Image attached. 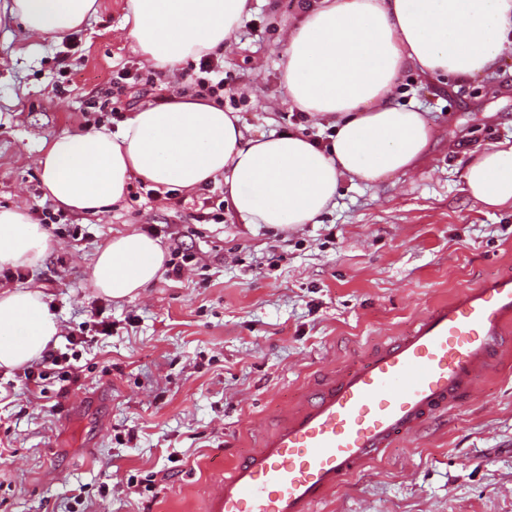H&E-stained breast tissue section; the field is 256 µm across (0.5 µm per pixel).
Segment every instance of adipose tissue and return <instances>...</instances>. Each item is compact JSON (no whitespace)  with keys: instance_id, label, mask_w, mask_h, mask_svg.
<instances>
[{"instance_id":"1","label":"adipose tissue","mask_w":512,"mask_h":512,"mask_svg":"<svg viewBox=\"0 0 512 512\" xmlns=\"http://www.w3.org/2000/svg\"><path fill=\"white\" fill-rule=\"evenodd\" d=\"M97 11V0H12L11 12L36 36H63ZM251 11L250 0H126L123 26L143 60L175 72L220 54ZM512 54V0H314L285 35L280 70L298 111L333 129L328 145L300 134L245 139L238 116L178 92L133 112L115 134L54 138L39 156L46 198L95 215L120 203L132 177L165 192L220 180L243 223L282 231L314 223L342 180L374 184L407 173L433 128L393 91L408 69L425 78L469 80ZM469 195L487 206L512 204V144L483 149L465 172ZM47 235L26 209L0 208V266L36 267ZM158 241L118 234L94 258L90 286L120 300L161 273ZM60 322L39 291H0V368L41 358Z\"/></svg>"}]
</instances>
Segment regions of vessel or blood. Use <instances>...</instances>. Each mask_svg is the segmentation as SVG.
I'll return each instance as SVG.
<instances>
[{"label":"vessel or blood","instance_id":"b4317fda","mask_svg":"<svg viewBox=\"0 0 512 512\" xmlns=\"http://www.w3.org/2000/svg\"><path fill=\"white\" fill-rule=\"evenodd\" d=\"M511 353L506 269L312 386L299 408L225 470L207 512H314L396 441L458 405Z\"/></svg>","mask_w":512,"mask_h":512}]
</instances>
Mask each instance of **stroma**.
Returning <instances> with one entry per match:
<instances>
[{
	"label": "stroma",
	"instance_id": "stroma-1",
	"mask_svg": "<svg viewBox=\"0 0 512 512\" xmlns=\"http://www.w3.org/2000/svg\"><path fill=\"white\" fill-rule=\"evenodd\" d=\"M307 2L253 0L219 57L232 87L221 102L246 137L329 140L281 88L285 31ZM9 6L0 0V207L32 213L51 204L41 150L62 134L117 132L154 92L139 84L119 110L107 104L113 72L150 70L123 29L125 0H98L59 40L30 34ZM396 100L431 123L425 155L372 186L341 182L318 223L246 225L223 182L159 195L135 178L107 211L49 225L38 267H0L1 288L41 291L61 324L52 346L80 375L64 394L49 371L36 398L22 369H0V512H203L225 468L311 384L512 265V208H486L464 180L474 152L512 142V58L446 85L406 70ZM202 209L218 221L196 222ZM129 231L186 253L180 276L163 269L131 299L93 295L97 250ZM79 329L86 343L69 345ZM316 512H512V361Z\"/></svg>",
	"mask_w": 512,
	"mask_h": 512
}]
</instances>
